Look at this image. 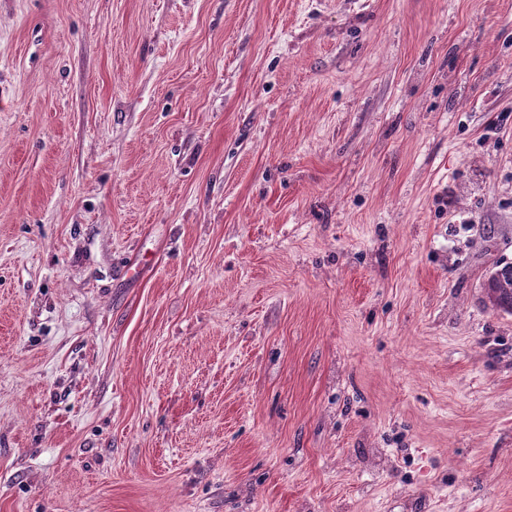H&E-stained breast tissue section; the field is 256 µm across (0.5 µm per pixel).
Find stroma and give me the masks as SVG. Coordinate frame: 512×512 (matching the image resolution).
<instances>
[{
    "mask_svg": "<svg viewBox=\"0 0 512 512\" xmlns=\"http://www.w3.org/2000/svg\"><path fill=\"white\" fill-rule=\"evenodd\" d=\"M512 0H0V512H512ZM487 288L496 308L512 313V263L498 265Z\"/></svg>",
    "mask_w": 512,
    "mask_h": 512,
    "instance_id": "stroma-1",
    "label": "stroma"
}]
</instances>
